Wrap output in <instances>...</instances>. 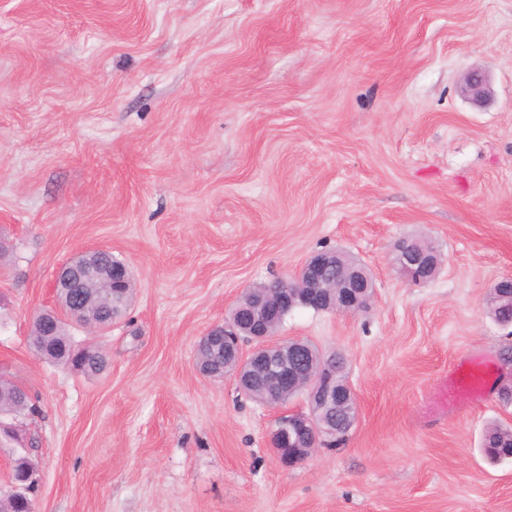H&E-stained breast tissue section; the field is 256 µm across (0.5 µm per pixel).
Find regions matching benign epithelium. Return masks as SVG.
I'll return each mask as SVG.
<instances>
[{
	"mask_svg": "<svg viewBox=\"0 0 512 512\" xmlns=\"http://www.w3.org/2000/svg\"><path fill=\"white\" fill-rule=\"evenodd\" d=\"M462 95L475 102L490 96V84L480 70L470 71ZM105 249H89L58 272L56 288L61 309H45L37 315L52 324L64 317H88L91 308L110 307L118 288L133 285L130 268L124 262H103ZM394 264L408 283L430 282L438 270V257L420 238H410L394 247ZM501 298L497 321L512 326V277L494 286ZM248 304L236 302L224 324L208 335L224 338V376L244 391L261 382L275 393L264 404L278 408L302 396L308 410L283 412L271 432V451L277 462L293 466L306 460L324 445L342 441L357 420L355 396L341 355L314 351L301 339L276 336L285 315L298 307L317 311L357 312L368 306L374 295L373 281L366 268L350 255L325 251L310 257L289 278L261 283L246 291ZM255 342L248 354L241 340Z\"/></svg>",
	"mask_w": 512,
	"mask_h": 512,
	"instance_id": "obj_1",
	"label": "benign epithelium"
}]
</instances>
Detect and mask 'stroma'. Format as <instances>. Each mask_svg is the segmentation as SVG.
I'll use <instances>...</instances> for the list:
<instances>
[{"label":"stroma","mask_w":512,"mask_h":512,"mask_svg":"<svg viewBox=\"0 0 512 512\" xmlns=\"http://www.w3.org/2000/svg\"><path fill=\"white\" fill-rule=\"evenodd\" d=\"M484 70L475 105L463 78ZM431 241L436 277L396 274ZM91 248L136 290L88 377L29 346L52 281ZM370 270L364 311L295 310L285 338L341 352L358 421L281 466L276 414L194 365L254 285L314 254ZM512 0H0V376L39 407L20 445L36 512H512L490 464L512 332ZM478 357L485 397L440 408ZM461 93L462 95L469 97L474 102L487 100L490 96L491 90L486 74L480 70L470 71L461 86ZM394 264L406 282L422 285L436 275L438 257L421 238H410L395 245ZM493 293L501 298V305L497 309V321L512 327V277H505L494 286L488 304L492 301Z\"/></svg>","instance_id":"35a3bbf8"}]
</instances>
